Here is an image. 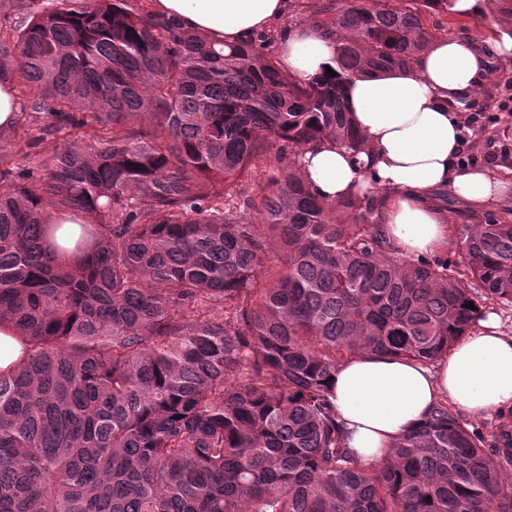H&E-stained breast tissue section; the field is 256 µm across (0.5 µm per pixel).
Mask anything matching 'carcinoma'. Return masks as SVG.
Returning <instances> with one entry per match:
<instances>
[{"label":"carcinoma","mask_w":512,"mask_h":512,"mask_svg":"<svg viewBox=\"0 0 512 512\" xmlns=\"http://www.w3.org/2000/svg\"><path fill=\"white\" fill-rule=\"evenodd\" d=\"M454 3L336 4L337 75L302 84L272 34L224 49L124 0H0V329L23 346L0 512H512V426L487 445L444 400L369 469L331 386L363 354L428 366L511 304L512 212L452 225L455 268L415 262L378 198L323 201L297 164L362 150L346 83L409 66ZM50 210L84 217L73 247Z\"/></svg>","instance_id":"1"}]
</instances>
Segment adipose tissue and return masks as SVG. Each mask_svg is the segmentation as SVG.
I'll use <instances>...</instances> for the list:
<instances>
[{
  "label": "adipose tissue",
  "instance_id": "obj_1",
  "mask_svg": "<svg viewBox=\"0 0 512 512\" xmlns=\"http://www.w3.org/2000/svg\"><path fill=\"white\" fill-rule=\"evenodd\" d=\"M290 7L291 0H153L154 13L226 45L270 28ZM335 52V34L313 23L290 29L278 60L285 73L306 83L334 66ZM510 54L507 32L489 45L442 36L407 68L353 79L345 100L364 151L353 154L322 139L303 150L302 178L329 202L380 196V233L401 255L444 250L448 226L436 203L442 193L478 207L512 196V182L459 163L461 110L485 83L491 57ZM334 394L347 448L372 467L437 402L472 418L511 411L512 335L491 316L433 367L361 355L337 369Z\"/></svg>",
  "mask_w": 512,
  "mask_h": 512
}]
</instances>
